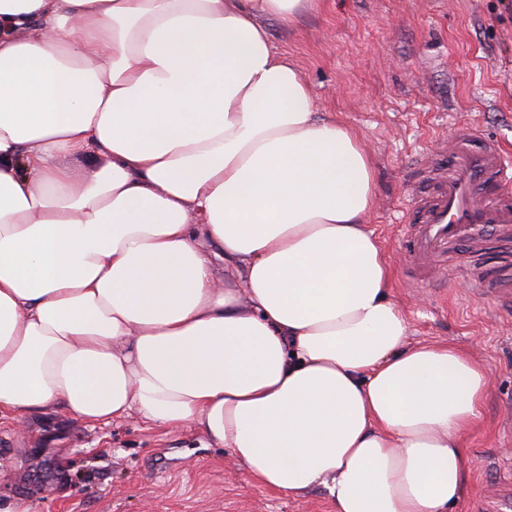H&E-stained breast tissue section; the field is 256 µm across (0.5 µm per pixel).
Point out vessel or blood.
I'll return each mask as SVG.
<instances>
[{
    "mask_svg": "<svg viewBox=\"0 0 512 512\" xmlns=\"http://www.w3.org/2000/svg\"><path fill=\"white\" fill-rule=\"evenodd\" d=\"M413 171L433 191L412 197L400 227L410 266L428 280L445 274L469 279L474 294L512 302V286L501 279L448 262L458 241L476 246L489 231L512 244V155L469 123L458 127L436 157H418Z\"/></svg>",
    "mask_w": 512,
    "mask_h": 512,
    "instance_id": "obj_1",
    "label": "vessel or blood"
}]
</instances>
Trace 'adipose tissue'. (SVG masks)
Wrapping results in <instances>:
<instances>
[{
  "mask_svg": "<svg viewBox=\"0 0 512 512\" xmlns=\"http://www.w3.org/2000/svg\"><path fill=\"white\" fill-rule=\"evenodd\" d=\"M318 3L0 0V411L134 412L332 512H454L488 370L410 342L369 152L258 21Z\"/></svg>",
  "mask_w": 512,
  "mask_h": 512,
  "instance_id": "1",
  "label": "adipose tissue"
}]
</instances>
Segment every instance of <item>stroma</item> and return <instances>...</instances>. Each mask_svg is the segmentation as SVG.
<instances>
[{"label":"stroma","instance_id":"stroma-1","mask_svg":"<svg viewBox=\"0 0 512 512\" xmlns=\"http://www.w3.org/2000/svg\"><path fill=\"white\" fill-rule=\"evenodd\" d=\"M261 23L292 59L318 111L345 121L374 161L367 218L383 245L393 298L412 342H451L489 375L473 469L457 512H486L512 488V308L471 295L452 278L419 285L398 223L420 193L410 167L454 127L479 123L512 152V0H322L292 24ZM503 246L459 242L460 260L498 275ZM32 500L36 512H331L322 489L295 498L246 481L231 452L195 429H160L137 414L89 425L64 410L17 423L0 413V500Z\"/></svg>","mask_w":512,"mask_h":512}]
</instances>
